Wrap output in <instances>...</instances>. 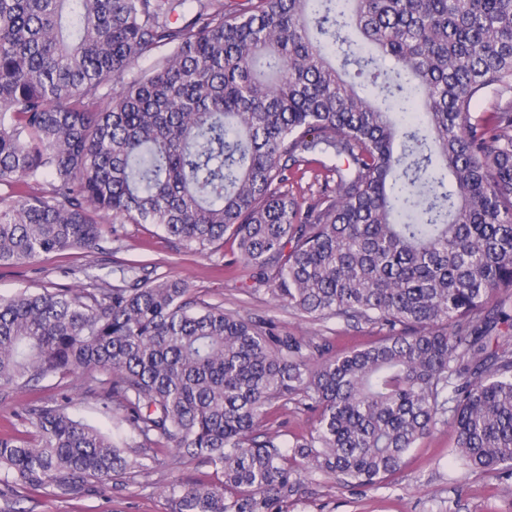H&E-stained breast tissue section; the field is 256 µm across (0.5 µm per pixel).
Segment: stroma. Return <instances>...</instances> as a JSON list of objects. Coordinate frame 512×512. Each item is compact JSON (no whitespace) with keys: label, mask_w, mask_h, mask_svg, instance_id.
Returning <instances> with one entry per match:
<instances>
[{"label":"stroma","mask_w":512,"mask_h":512,"mask_svg":"<svg viewBox=\"0 0 512 512\" xmlns=\"http://www.w3.org/2000/svg\"><path fill=\"white\" fill-rule=\"evenodd\" d=\"M103 235L102 250L91 254L67 251L44 256L33 265L0 267V295L71 284L68 270L83 265L117 272L125 264L138 263L152 275L184 280L198 300L223 305L228 312L274 320L280 335L327 340L334 354L364 348L383 335L376 324L313 321L274 305L265 291L251 289L249 267H225L220 250L206 255L185 251L154 225L107 224ZM64 396L70 398L75 418L115 438L126 436L121 412H105L98 395L81 388L76 375L0 394V434H28L20 413ZM455 438L453 426L438 427L418 441L399 471L375 488H341L324 475L305 476L284 504V512H512V478L462 468L451 453ZM200 479L214 483L219 476L204 463L170 461L135 477H117L104 485L90 483L82 495L63 497L44 489L7 485L0 474V512H170L165 487L174 481L186 484Z\"/></svg>","instance_id":"1"}]
</instances>
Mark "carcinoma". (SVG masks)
<instances>
[{
  "label": "carcinoma",
  "instance_id": "cac0c4a2",
  "mask_svg": "<svg viewBox=\"0 0 512 512\" xmlns=\"http://www.w3.org/2000/svg\"><path fill=\"white\" fill-rule=\"evenodd\" d=\"M509 82L512 0H0V266L155 224L196 253L232 240L277 305L385 329L331 355L133 266L0 297V391L79 372L129 428L31 407L0 472L74 496L166 450L222 475L169 485L173 512H281L299 471L372 486L448 422L463 467L500 472L512 108L470 104ZM290 401L313 431L257 432Z\"/></svg>",
  "mask_w": 512,
  "mask_h": 512
}]
</instances>
